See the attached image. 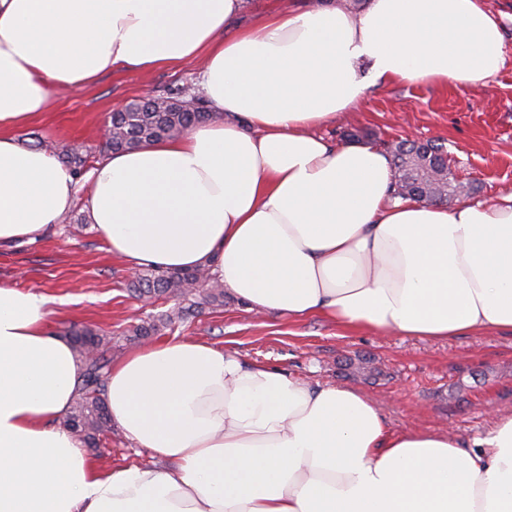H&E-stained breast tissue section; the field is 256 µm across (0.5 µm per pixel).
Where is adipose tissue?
I'll return each instance as SVG.
<instances>
[{
  "mask_svg": "<svg viewBox=\"0 0 512 512\" xmlns=\"http://www.w3.org/2000/svg\"><path fill=\"white\" fill-rule=\"evenodd\" d=\"M244 0H0V245L54 230L78 181L12 131L54 90L200 62L215 119L108 154L91 224L130 268L202 265L249 309L449 338L512 329V193L391 197L390 160L315 129L370 81L484 83L505 67L482 0H309L233 27ZM48 297L0 285V512H512V412L484 434L393 433L375 403L191 338L112 367L109 471L64 427L83 364Z\"/></svg>",
  "mask_w": 512,
  "mask_h": 512,
  "instance_id": "obj_1",
  "label": "adipose tissue"
}]
</instances>
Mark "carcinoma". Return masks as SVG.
I'll return each instance as SVG.
<instances>
[{"instance_id": "1", "label": "carcinoma", "mask_w": 512, "mask_h": 512, "mask_svg": "<svg viewBox=\"0 0 512 512\" xmlns=\"http://www.w3.org/2000/svg\"><path fill=\"white\" fill-rule=\"evenodd\" d=\"M206 101L178 89L173 96L150 97L145 103L129 104L109 116L111 136L104 142L108 152L139 147L141 144L185 134L196 124L212 119ZM394 168L396 194L426 202L460 199L458 183L448 167V152L436 141L419 143L401 139L387 146ZM62 162L75 175L88 161L79 146L64 150ZM129 291L138 298L166 299L175 306L165 312L149 314L123 332L126 339L143 341L187 322L204 308L224 307V284L210 269H141L131 281ZM81 356L84 366L79 394L67 418V427L89 445L112 432L105 406V391L112 366V336L95 328H72L66 332Z\"/></svg>"}]
</instances>
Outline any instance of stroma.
Here are the masks:
<instances>
[{"label":"stroma","instance_id":"1","mask_svg":"<svg viewBox=\"0 0 512 512\" xmlns=\"http://www.w3.org/2000/svg\"><path fill=\"white\" fill-rule=\"evenodd\" d=\"M194 64L147 73L117 72L82 90H60L47 109L14 130L20 147L59 153L82 143L92 161L105 152L99 129L113 110L145 95L195 87ZM337 144L348 133L378 148L404 139L441 140L473 201L512 191V61L488 86L429 82L369 87L357 107L318 127ZM131 272L112 255L75 204L54 233L31 244L0 247V284L52 298L56 332L89 326L119 334L143 308L127 285ZM175 336L206 340L241 359L289 372L297 380L332 383L371 398L390 429L448 431L462 439L483 432L492 410H512V330L447 340L345 329L320 318L262 315L234 301L204 310ZM87 452L104 469L149 462L120 432Z\"/></svg>","mask_w":512,"mask_h":512}]
</instances>
